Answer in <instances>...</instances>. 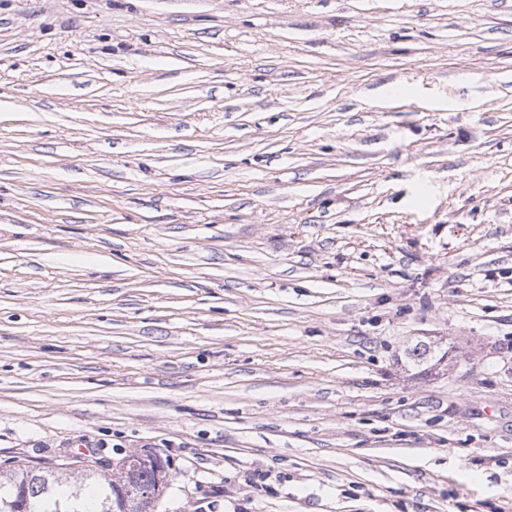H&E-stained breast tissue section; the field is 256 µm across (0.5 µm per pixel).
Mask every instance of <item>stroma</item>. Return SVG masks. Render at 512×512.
<instances>
[{
    "label": "stroma",
    "instance_id": "1",
    "mask_svg": "<svg viewBox=\"0 0 512 512\" xmlns=\"http://www.w3.org/2000/svg\"><path fill=\"white\" fill-rule=\"evenodd\" d=\"M84 445L512 512V0H0V467Z\"/></svg>",
    "mask_w": 512,
    "mask_h": 512
}]
</instances>
